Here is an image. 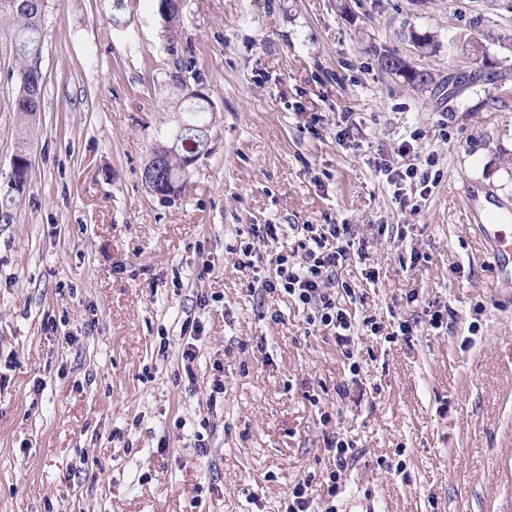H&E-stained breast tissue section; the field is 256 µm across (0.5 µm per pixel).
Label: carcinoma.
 <instances>
[{
    "instance_id": "obj_1",
    "label": "carcinoma",
    "mask_w": 512,
    "mask_h": 512,
    "mask_svg": "<svg viewBox=\"0 0 512 512\" xmlns=\"http://www.w3.org/2000/svg\"><path fill=\"white\" fill-rule=\"evenodd\" d=\"M47 7L48 0H13L11 4L8 0H0V27H6L12 32L18 59V93L13 111L17 113L20 125L25 129L29 128V124L34 121L42 107L41 101L27 98L25 90L34 80L40 84L44 83V77H34L31 60L42 55L41 28ZM158 11L167 28L174 33L177 32L179 5L176 0H159ZM392 61V70L408 82L419 85L425 83L424 73L411 70L399 57H392ZM186 99L192 101V106L189 107L190 120L185 122L175 135L173 151L167 153V161L160 171L158 183L150 188L151 192L163 197L171 196L167 191L169 184L173 183L180 187L188 176V171L181 166L185 156L196 154L201 157L208 154L206 99L201 94L191 91L186 93ZM12 159V172L6 183L0 186V200L5 203L22 195L27 188L30 171V148L27 141H19Z\"/></svg>"
}]
</instances>
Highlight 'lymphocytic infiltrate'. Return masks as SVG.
<instances>
[{
  "label": "lymphocytic infiltrate",
  "instance_id": "1",
  "mask_svg": "<svg viewBox=\"0 0 512 512\" xmlns=\"http://www.w3.org/2000/svg\"><path fill=\"white\" fill-rule=\"evenodd\" d=\"M299 231L298 255L280 256L261 287L266 293L287 296L301 305L307 325L334 336L350 362V373H357L358 365L353 361L356 326L374 334L381 326L371 317L355 323L339 300L340 293L352 291L349 283L341 281L339 272L362 253L364 242L347 224H303Z\"/></svg>",
  "mask_w": 512,
  "mask_h": 512
}]
</instances>
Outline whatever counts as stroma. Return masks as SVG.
Segmentation results:
<instances>
[{
	"label": "stroma",
	"mask_w": 512,
	"mask_h": 512,
	"mask_svg": "<svg viewBox=\"0 0 512 512\" xmlns=\"http://www.w3.org/2000/svg\"><path fill=\"white\" fill-rule=\"evenodd\" d=\"M42 38L30 178L0 207V512H281L298 479L327 480L334 432L355 459L316 512H512V294L468 202L512 207V0H180L175 39L158 0H49ZM389 53L428 84L382 69ZM16 68L0 32V184ZM187 88L212 107L209 153L164 199L141 172ZM411 138L435 164L402 204L376 165L405 169ZM299 224L365 240L341 274L342 305L381 325L354 338L358 374L256 279ZM188 331H191L194 335L190 332V336L187 338V342L182 349L181 359L184 362L185 376L192 383L196 380L194 366L198 359L199 349L195 342L201 339V336H198L202 331L200 323L194 322V320H187L184 326V334ZM189 338L191 341H189Z\"/></svg>",
	"instance_id": "stroma-1"
}]
</instances>
